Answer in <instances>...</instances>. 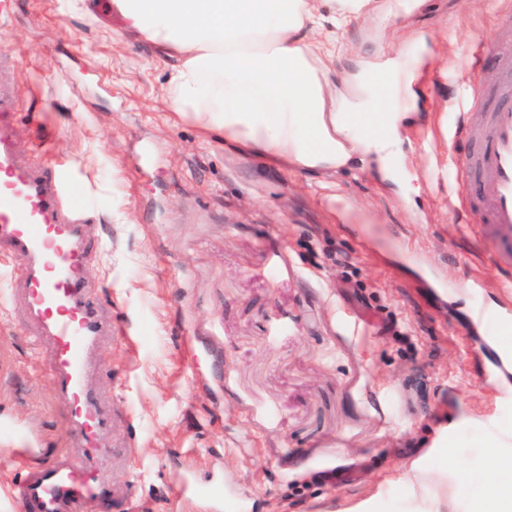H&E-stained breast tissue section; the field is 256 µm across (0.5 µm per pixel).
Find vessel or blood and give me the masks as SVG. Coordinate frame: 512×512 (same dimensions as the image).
Here are the masks:
<instances>
[{"instance_id": "obj_1", "label": "vessel or blood", "mask_w": 512, "mask_h": 512, "mask_svg": "<svg viewBox=\"0 0 512 512\" xmlns=\"http://www.w3.org/2000/svg\"><path fill=\"white\" fill-rule=\"evenodd\" d=\"M478 62H492L497 73L485 87L489 110L459 122L454 136L464 144L456 165L463 190L457 209L465 223L495 245L494 263L512 285V15L504 14L495 36L477 44ZM14 96L0 87V253L22 259L19 292L5 289L0 299L21 300L38 324L40 340L52 349L54 394L70 421L73 456L43 462L39 438L31 436L29 461L15 483L25 512H80L83 503L118 498L104 467L112 409L92 383L101 344L114 338L112 314L90 295L87 269L94 259L97 227L83 208L69 202L51 169L19 159ZM470 319L512 324L501 305L477 300Z\"/></svg>"}]
</instances>
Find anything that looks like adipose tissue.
I'll return each mask as SVG.
<instances>
[{"instance_id":"adipose-tissue-1","label":"adipose tissue","mask_w":512,"mask_h":512,"mask_svg":"<svg viewBox=\"0 0 512 512\" xmlns=\"http://www.w3.org/2000/svg\"><path fill=\"white\" fill-rule=\"evenodd\" d=\"M124 30L170 60L167 98L225 143L295 171L334 174L375 162L402 180L395 160L412 112L394 110L377 73L361 65L344 77L336 46L315 38L324 22L344 26L371 15L375 0H110ZM491 479L471 512H512V448L485 451Z\"/></svg>"}]
</instances>
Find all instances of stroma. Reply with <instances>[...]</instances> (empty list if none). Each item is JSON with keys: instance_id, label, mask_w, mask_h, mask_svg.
<instances>
[{"instance_id": "stroma-1", "label": "stroma", "mask_w": 512, "mask_h": 512, "mask_svg": "<svg viewBox=\"0 0 512 512\" xmlns=\"http://www.w3.org/2000/svg\"><path fill=\"white\" fill-rule=\"evenodd\" d=\"M512 0H427L409 15L352 21L336 71L418 57V120L404 196L372 165L320 175L276 167L202 134L166 99L170 65L112 15L66 0H10L0 81L14 92L23 162L38 142L64 166L100 240L88 279L120 337L95 382L117 416L107 473L139 512L173 510L183 473L220 485L240 512H397L411 467L481 476L512 446V380L469 325V279L505 285L492 242L456 212L448 142L474 78L476 40ZM22 308H0V499L12 502L29 432L71 440L49 352Z\"/></svg>"}]
</instances>
